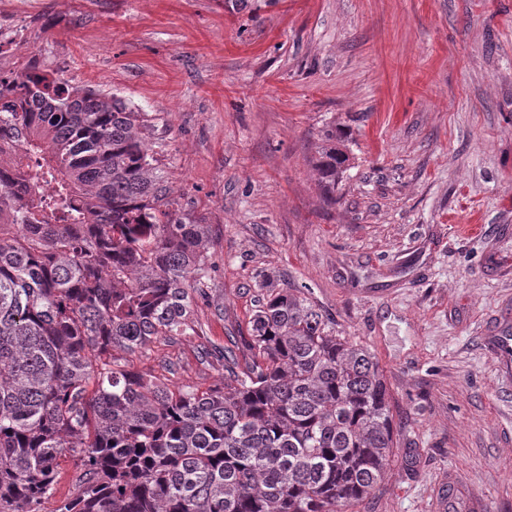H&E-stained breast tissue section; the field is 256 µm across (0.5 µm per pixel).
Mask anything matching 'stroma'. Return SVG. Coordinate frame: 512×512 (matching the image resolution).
<instances>
[{
  "mask_svg": "<svg viewBox=\"0 0 512 512\" xmlns=\"http://www.w3.org/2000/svg\"><path fill=\"white\" fill-rule=\"evenodd\" d=\"M32 55L146 112L172 210L209 227L195 318L251 359L262 281L301 289L377 359L388 477L352 512H512V0H0ZM354 155L327 203L322 129ZM196 337L127 354L206 388Z\"/></svg>",
  "mask_w": 512,
  "mask_h": 512,
  "instance_id": "obj_1",
  "label": "stroma"
}]
</instances>
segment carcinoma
I'll use <instances>...</instances> for the list:
<instances>
[{"label": "carcinoma", "mask_w": 512, "mask_h": 512, "mask_svg": "<svg viewBox=\"0 0 512 512\" xmlns=\"http://www.w3.org/2000/svg\"><path fill=\"white\" fill-rule=\"evenodd\" d=\"M145 113L31 60L0 75V512H343L387 478L390 394L375 357L295 288L266 283L253 359L169 387L113 356L196 336L208 225L170 209ZM315 143L327 200L352 157ZM75 465L70 459L62 462L54 495L44 500L40 506V512H54L59 502L65 498L73 497L77 493L75 485Z\"/></svg>", "instance_id": "carcinoma-1"}]
</instances>
